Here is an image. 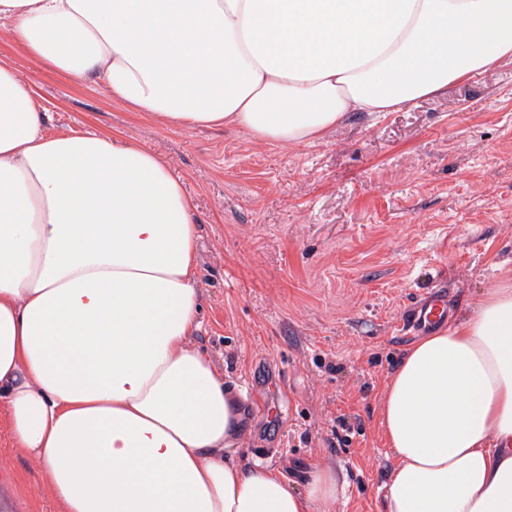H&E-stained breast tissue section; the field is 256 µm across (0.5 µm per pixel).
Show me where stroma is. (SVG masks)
I'll return each mask as SVG.
<instances>
[{"instance_id": "stroma-1", "label": "stroma", "mask_w": 512, "mask_h": 512, "mask_svg": "<svg viewBox=\"0 0 512 512\" xmlns=\"http://www.w3.org/2000/svg\"><path fill=\"white\" fill-rule=\"evenodd\" d=\"M0 58L53 128L103 130L166 159L200 220L202 325L194 344L235 392L247 463L295 488L330 467L332 512H384L397 460L380 428L385 387L416 339L413 299L445 285L460 320L512 277V60L398 112L353 113L309 145L170 126L111 91ZM0 512H57L39 464L0 410Z\"/></svg>"}]
</instances>
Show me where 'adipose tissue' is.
<instances>
[{"mask_svg":"<svg viewBox=\"0 0 512 512\" xmlns=\"http://www.w3.org/2000/svg\"><path fill=\"white\" fill-rule=\"evenodd\" d=\"M15 43L179 127L309 144L512 59V0H0ZM0 60V407L59 512H331L232 446L201 328L196 208L154 152L54 132ZM385 512H512V281L403 357Z\"/></svg>","mask_w":512,"mask_h":512,"instance_id":"obj_1","label":"adipose tissue"}]
</instances>
